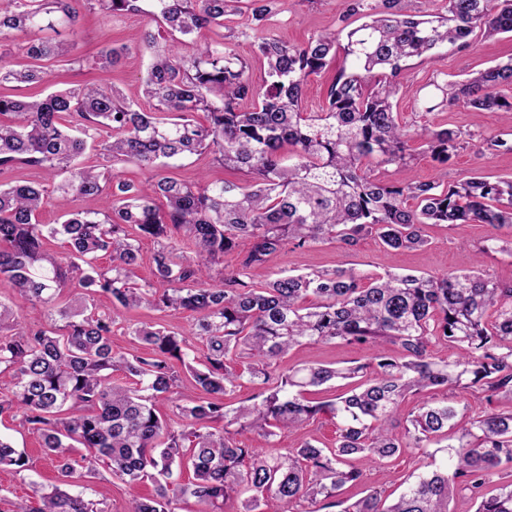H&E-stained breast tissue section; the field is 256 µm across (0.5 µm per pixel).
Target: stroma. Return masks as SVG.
<instances>
[{
  "label": "stroma",
  "instance_id": "obj_1",
  "mask_svg": "<svg viewBox=\"0 0 512 512\" xmlns=\"http://www.w3.org/2000/svg\"><path fill=\"white\" fill-rule=\"evenodd\" d=\"M79 9L82 21L70 52L71 63H49L48 82L39 89L32 86L19 88V95L47 94L75 85L103 82L120 88L129 99L139 100L140 81L148 56L139 47L131 45L130 38L148 24V17L133 13L106 15L89 9L84 2ZM274 23L279 39L300 44L322 31L354 28L360 20L355 16L344 17L338 0H280ZM112 48L120 49V56L113 65L99 68L97 56ZM511 58L512 34L489 40L477 36L469 45L444 47L431 55L412 59L403 71L397 109L404 121L452 128L462 133V146L448 166L449 182L470 174L486 176L493 181L512 180V152L498 151L487 145L488 139L496 136L512 139V115L505 112L474 113L461 106H447L438 90L441 84ZM490 233V227L484 224H429L424 228L427 245L416 249L393 251L370 236L347 250L333 244L304 248L288 245L271 255L264 264L254 267L250 280L262 284L278 271L299 273L335 267L351 268L364 274L390 271L431 275L460 274L478 267L494 281L512 283L511 257L497 254L486 258L484 264L476 262L477 250ZM115 316L112 349L126 355L144 350L143 345L129 335L128 325L158 322L168 330L185 333L194 324L190 314L170 310L119 309ZM367 360L366 352L357 347L319 343L295 348L285 362L289 365L318 362L346 367ZM0 438L24 450L28 458L24 475L0 469V512H11L13 502L31 496L33 485H54L59 483L61 476L53 457L12 414H0ZM427 463L425 454L410 449L384 462L367 464L362 484L347 488L345 494L356 499L363 489L376 488L387 495L397 496L409 482L425 472ZM152 491L151 482L128 485L108 476L90 483L85 496L103 498L105 512H127L132 497L148 495Z\"/></svg>",
  "mask_w": 512,
  "mask_h": 512
}]
</instances>
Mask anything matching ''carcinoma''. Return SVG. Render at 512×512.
Listing matches in <instances>:
<instances>
[{
	"instance_id": "cac0c4a2",
	"label": "carcinoma",
	"mask_w": 512,
	"mask_h": 512,
	"mask_svg": "<svg viewBox=\"0 0 512 512\" xmlns=\"http://www.w3.org/2000/svg\"><path fill=\"white\" fill-rule=\"evenodd\" d=\"M73 0H0V37L31 35L18 46L34 64L17 69L0 52V86L45 84L38 62L65 56L79 21ZM242 0H87L105 14L144 13L149 27L134 40L149 54L141 94L143 110L112 86L57 90L44 97L0 95V175L35 168L61 195L98 197V210L78 211L60 224H41L48 198L41 184L16 179L0 185V281L50 307L64 325L19 328L0 335V414L13 411L54 458L64 480L35 490L12 512H104L100 502L73 492L101 470L129 484L150 481L155 493L135 496L128 512H176L190 495L200 512H224L241 499L246 512H289L305 500L314 512H449L455 491H468L475 512H512V482L495 495L480 494L502 460L512 461V410L486 409L459 425V410L428 397L438 388L481 391L512 398V284L478 271L464 274H370L346 269L281 274L262 284L248 271L286 243H336L347 249L377 236L391 250L425 245L426 224H486L496 234L483 255L512 258V181L468 176L453 185L438 180L388 178L402 169L419 143L447 169L461 148V132L417 127L397 112V78L413 58L443 47L465 46L512 34V0H444L443 13L412 15L402 0H343L349 15L366 21L342 34L322 32L300 45L272 35L276 0H250L251 17L232 38H253L265 66L257 93L248 63L223 41L200 43L185 53L183 39L224 26ZM343 53L320 112L302 101L308 79ZM512 85V58L442 87L449 106L471 112H512L498 88ZM117 166L135 161L153 171L145 183L114 170L82 164L88 143ZM288 148V156L281 149ZM210 152L226 169L250 176V185L202 179L196 185L157 172L165 160ZM417 205L412 207L409 201ZM157 240L155 282L133 281L138 241ZM192 240L181 254L172 232ZM61 235L71 256L44 248ZM241 255L239 267L211 275L224 254ZM100 252L111 267L93 264ZM78 278L112 306H154L196 314L184 336L163 327L136 326L146 352H112L114 320L107 312L58 303ZM205 346L203 360L192 341ZM357 344L371 362L337 369L323 364L279 367L307 343ZM399 348L397 357L385 346ZM442 345L448 356L435 355ZM184 365L206 398L185 404L172 397L175 363ZM368 379L326 400L306 397L336 379ZM119 372L126 382L112 378ZM260 392L232 409L223 398L241 381ZM418 397L404 425L397 424L406 396ZM321 414L337 420L333 446L306 440L262 456L237 439L249 431L270 444ZM222 420L216 433L209 423ZM443 440L442 456L388 504L371 490L348 504L339 498L363 471L347 460L370 462ZM0 467L25 471L24 452L0 439ZM192 469L188 482L171 484L174 469Z\"/></svg>"
}]
</instances>
